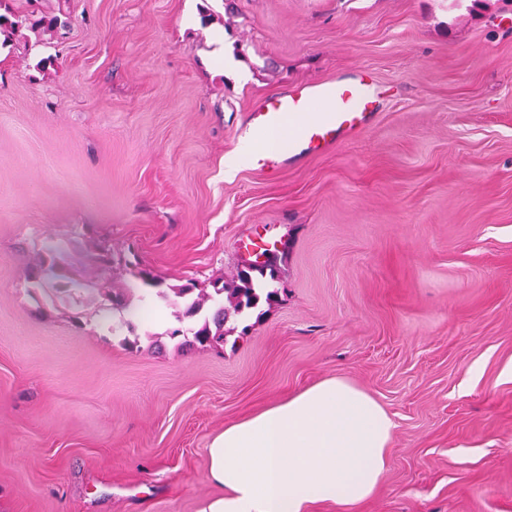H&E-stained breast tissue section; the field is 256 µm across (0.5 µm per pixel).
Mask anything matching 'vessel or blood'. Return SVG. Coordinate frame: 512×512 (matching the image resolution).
Here are the masks:
<instances>
[{"label":"vessel or blood","mask_w":512,"mask_h":512,"mask_svg":"<svg viewBox=\"0 0 512 512\" xmlns=\"http://www.w3.org/2000/svg\"><path fill=\"white\" fill-rule=\"evenodd\" d=\"M378 99L375 81L359 70L333 81L289 86L254 100L245 124L250 135L261 137L276 131L287 118L295 120L298 131L281 147H256L252 168L261 172L280 170L363 131Z\"/></svg>","instance_id":"b4317fda"}]
</instances>
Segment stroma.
I'll use <instances>...</instances> for the list:
<instances>
[{"mask_svg":"<svg viewBox=\"0 0 512 512\" xmlns=\"http://www.w3.org/2000/svg\"><path fill=\"white\" fill-rule=\"evenodd\" d=\"M0 3V512H198L211 440L332 376L398 422L355 512H512V0ZM359 67L363 133L225 173L253 97ZM250 237L287 248L279 301L219 351L26 279L104 244L103 285L139 287L134 252L207 289Z\"/></svg>","mask_w":512,"mask_h":512,"instance_id":"1","label":"stroma"}]
</instances>
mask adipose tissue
Masks as SVG:
<instances>
[{"mask_svg": "<svg viewBox=\"0 0 512 512\" xmlns=\"http://www.w3.org/2000/svg\"><path fill=\"white\" fill-rule=\"evenodd\" d=\"M397 423L371 393L330 377L225 427L207 449L223 488L199 512H354L379 488Z\"/></svg>", "mask_w": 512, "mask_h": 512, "instance_id": "adipose-tissue-1", "label": "adipose tissue"}]
</instances>
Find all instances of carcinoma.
<instances>
[{
  "instance_id": "obj_1",
  "label": "carcinoma",
  "mask_w": 512,
  "mask_h": 512,
  "mask_svg": "<svg viewBox=\"0 0 512 512\" xmlns=\"http://www.w3.org/2000/svg\"><path fill=\"white\" fill-rule=\"evenodd\" d=\"M279 250L272 251V256L263 263H248L237 269L233 285L213 283V291L196 292L195 284L189 282L171 289L175 297L183 299L184 308L174 312L179 323L186 319L194 323L178 331L171 330L166 335L175 337L181 333V346L188 348H211L224 345L227 340L226 324L231 318H243L250 310L261 305H270L278 296L276 284L280 280ZM137 278L146 286L155 287V296L168 300V292L160 288L161 280L151 271L140 269Z\"/></svg>"
}]
</instances>
